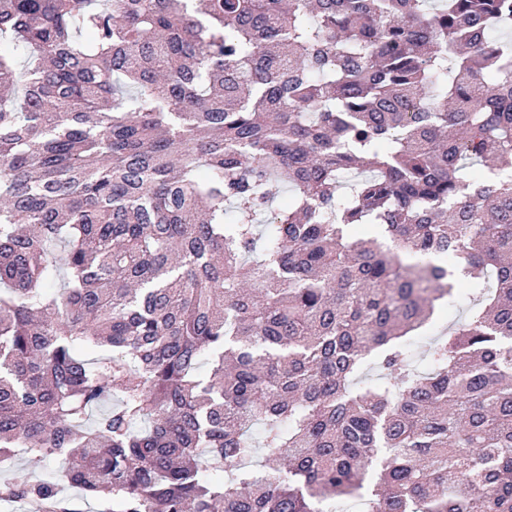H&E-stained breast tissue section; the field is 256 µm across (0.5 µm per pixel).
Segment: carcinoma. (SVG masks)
I'll return each mask as SVG.
<instances>
[{"mask_svg": "<svg viewBox=\"0 0 512 512\" xmlns=\"http://www.w3.org/2000/svg\"><path fill=\"white\" fill-rule=\"evenodd\" d=\"M0 83V464L512 512V0H0ZM469 309V304L464 302L450 311H448V307H445L439 311V318L434 327H426L418 331L417 337L413 342V349L416 353V361L417 365L420 369H424V365L426 361L422 357V352L425 349V346L435 337L439 336L446 327H448V323L458 321L463 319Z\"/></svg>", "mask_w": 512, "mask_h": 512, "instance_id": "carcinoma-1", "label": "carcinoma"}]
</instances>
